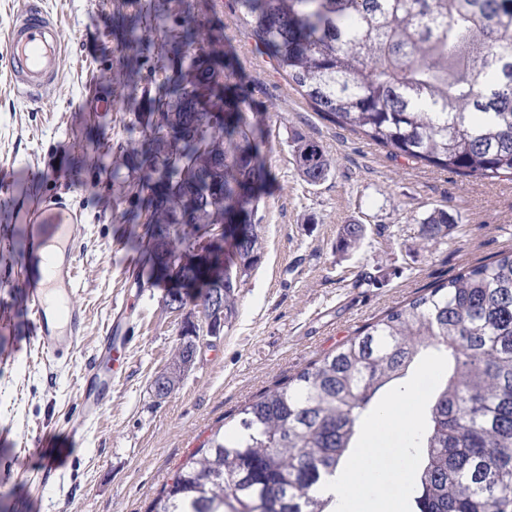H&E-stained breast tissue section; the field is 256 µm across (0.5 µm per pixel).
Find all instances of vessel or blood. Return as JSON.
I'll list each match as a JSON object with an SVG mask.
<instances>
[{"label": "vessel or blood", "mask_w": 512, "mask_h": 512, "mask_svg": "<svg viewBox=\"0 0 512 512\" xmlns=\"http://www.w3.org/2000/svg\"><path fill=\"white\" fill-rule=\"evenodd\" d=\"M60 58L56 24L44 12L40 0H27L12 23L8 44L11 77L20 93L32 99L49 91L57 80ZM14 208L28 228L22 295L30 316L31 347L48 358L75 352L87 320L85 308L75 299L77 253L86 233L81 216L62 199L48 195L15 203ZM124 355V339L105 332L94 359L80 375L78 401L83 423L73 428V435H83L112 399L111 383L100 376L101 363L119 364Z\"/></svg>", "instance_id": "obj_1"}]
</instances>
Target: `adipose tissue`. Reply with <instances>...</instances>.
I'll return each mask as SVG.
<instances>
[{
  "label": "adipose tissue",
  "mask_w": 512,
  "mask_h": 512,
  "mask_svg": "<svg viewBox=\"0 0 512 512\" xmlns=\"http://www.w3.org/2000/svg\"><path fill=\"white\" fill-rule=\"evenodd\" d=\"M412 396L387 407L369 429L360 455L348 465L344 478L336 482V496L343 512H396L406 489L410 459L405 448L390 449L393 438L407 435Z\"/></svg>",
  "instance_id": "ef3b65f1"
}]
</instances>
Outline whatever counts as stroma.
Listing matches in <instances>:
<instances>
[{
  "label": "stroma",
  "instance_id": "1",
  "mask_svg": "<svg viewBox=\"0 0 512 512\" xmlns=\"http://www.w3.org/2000/svg\"><path fill=\"white\" fill-rule=\"evenodd\" d=\"M23 0H0V168L8 190L25 200L63 197L87 226L78 257V302L85 336L70 355L43 362L28 355L29 323L17 289L0 287V512H150L189 456L238 410L336 349L365 324L444 282L464 267L512 249V179L493 182L391 154L362 134L315 112L268 53L258 51L230 0L196 14L201 28L221 25L233 66L225 82L240 86L258 113L255 134L266 150L264 195L255 216L260 258L236 291V311L220 336L204 337L195 364L168 398L152 379L172 359L184 316L165 305L166 284L139 287L129 271L137 254L132 205L112 190L91 147L118 145L133 118L115 96L112 73L127 51L112 35L119 0H42L64 47L62 75L30 100L13 88L7 44ZM317 142L331 158L317 185L300 176L292 138ZM436 210L456 222L428 240L423 218ZM366 227L354 249H338L342 225ZM122 308L127 360L113 369L112 401L100 421L74 441L80 421L79 375L114 308ZM47 433L50 452L66 456L61 478L43 484L42 457L22 439Z\"/></svg>",
  "mask_w": 512,
  "mask_h": 512
}]
</instances>
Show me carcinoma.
I'll list each match as a JSON object with an SVG mask.
<instances>
[{
  "mask_svg": "<svg viewBox=\"0 0 512 512\" xmlns=\"http://www.w3.org/2000/svg\"><path fill=\"white\" fill-rule=\"evenodd\" d=\"M199 0H121L114 34L137 53L113 73L135 112L112 184L134 205V247L150 265L202 279L224 263V320L261 249L252 221L264 193L263 143L244 93L222 82ZM259 50L337 125L399 156L465 177H512V0H234ZM162 33L156 41L152 33ZM309 183L332 162L293 138ZM140 172L137 180L121 167ZM193 193L198 205L186 206ZM224 226L222 255L204 252ZM445 211L422 220L426 239L449 233ZM362 224L342 226L343 249ZM448 369L409 435L416 512H512V250L397 306L335 351L246 404L183 464L151 512H340L323 488L343 469L379 397L423 351Z\"/></svg>",
  "mask_w": 512,
  "mask_h": 512,
  "instance_id": "cac0c4a2",
  "label": "carcinoma"
}]
</instances>
